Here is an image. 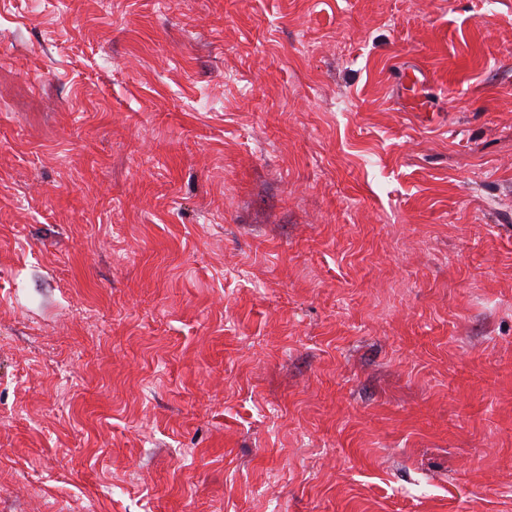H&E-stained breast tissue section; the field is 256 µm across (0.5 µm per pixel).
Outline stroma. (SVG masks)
Masks as SVG:
<instances>
[{
  "label": "stroma",
  "instance_id": "stroma-1",
  "mask_svg": "<svg viewBox=\"0 0 512 512\" xmlns=\"http://www.w3.org/2000/svg\"><path fill=\"white\" fill-rule=\"evenodd\" d=\"M0 512H512V0H0ZM416 72L418 71L415 69L402 70L399 85L402 90L409 92L410 98H408V103L410 104L411 111L424 112L427 109V101L420 96L418 91L420 79Z\"/></svg>",
  "mask_w": 512,
  "mask_h": 512
}]
</instances>
